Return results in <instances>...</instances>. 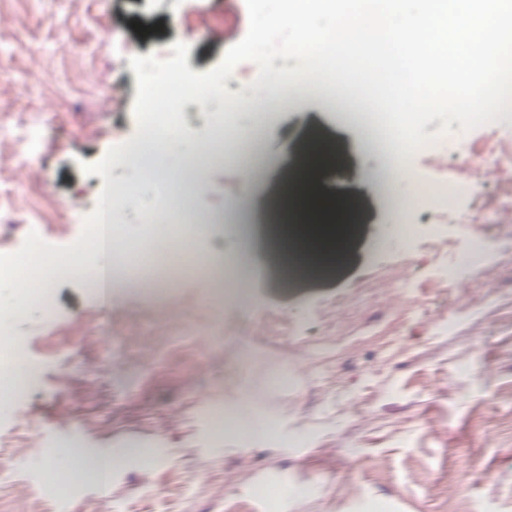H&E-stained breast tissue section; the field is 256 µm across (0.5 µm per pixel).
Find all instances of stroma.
Listing matches in <instances>:
<instances>
[{"label": "stroma", "mask_w": 512, "mask_h": 512, "mask_svg": "<svg viewBox=\"0 0 512 512\" xmlns=\"http://www.w3.org/2000/svg\"><path fill=\"white\" fill-rule=\"evenodd\" d=\"M164 24L137 45L127 15ZM247 31L244 0H14L0 12V121L40 120L43 146L29 166L0 161V192L29 213L31 186L48 185L72 217L43 228L48 244L80 236L103 182L84 166L137 129L133 55L170 57L189 45L202 73L230 43L205 27ZM92 81L74 88L81 63ZM59 92L44 94L46 65ZM183 127L155 139L164 171L114 165L111 178L155 185L157 218L184 224L197 254L175 285L139 280L138 258L119 270L102 307L81 279L56 285L53 317L16 322L11 348L33 372L14 400L22 417L0 421V512H512V263L500 253L498 212L478 224L458 212L422 215L411 235L405 205L423 186L452 181L433 166L512 138V110L407 154L390 186L377 179L394 159L376 148L324 85L291 82L228 104L223 162L206 150L209 115L182 107ZM325 143L319 193L348 200L355 216L341 257L284 281L264 257L282 239L284 189L311 141ZM198 156L203 188L191 202L164 179ZM242 187L230 208L224 189ZM487 236L490 274L463 272L470 300L440 287L441 260ZM442 243L435 254L434 243ZM258 265L226 301L225 261ZM409 265L410 280H384ZM262 403L274 432L251 441L225 433L224 408ZM113 454L107 485L66 477L69 442ZM138 454H129V447ZM38 457H31L32 448Z\"/></svg>", "instance_id": "obj_1"}]
</instances>
